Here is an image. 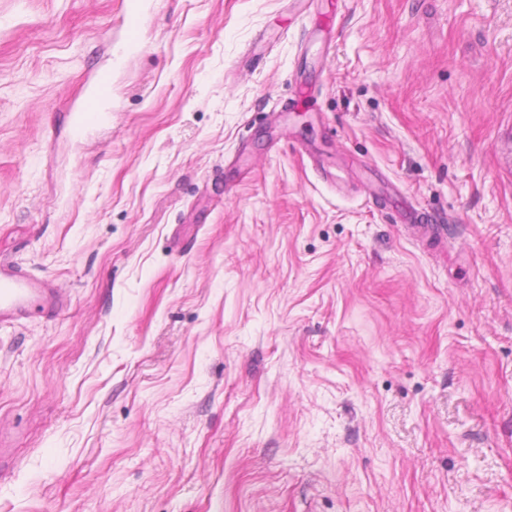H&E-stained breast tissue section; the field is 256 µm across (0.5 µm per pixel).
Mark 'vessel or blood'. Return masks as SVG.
<instances>
[{
    "instance_id": "vessel-or-blood-1",
    "label": "vessel or blood",
    "mask_w": 512,
    "mask_h": 512,
    "mask_svg": "<svg viewBox=\"0 0 512 512\" xmlns=\"http://www.w3.org/2000/svg\"><path fill=\"white\" fill-rule=\"evenodd\" d=\"M111 89V73H97L90 93L74 115L76 127L80 128L97 121ZM35 297L42 299L49 313H59L64 307L62 299L45 283L0 264V324L13 322L25 315L29 301Z\"/></svg>"
}]
</instances>
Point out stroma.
<instances>
[{"label":"stroma","mask_w":512,"mask_h":512,"mask_svg":"<svg viewBox=\"0 0 512 512\" xmlns=\"http://www.w3.org/2000/svg\"><path fill=\"white\" fill-rule=\"evenodd\" d=\"M131 2L0 0L66 303L0 326V512H512V0ZM112 89V75L108 71H102L95 75L90 93L74 115V123L78 132L84 124H94L103 112V106L110 97Z\"/></svg>","instance_id":"35a3bbf8"}]
</instances>
